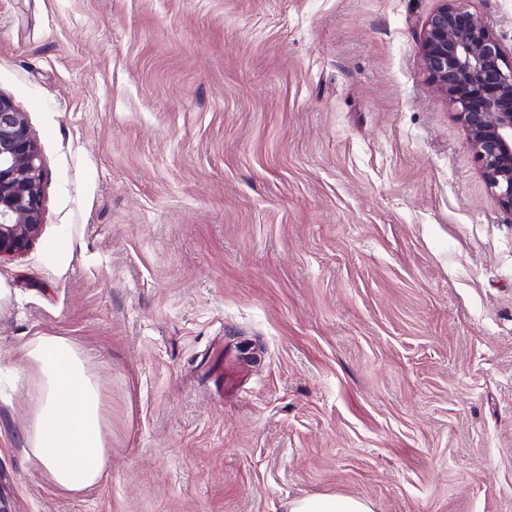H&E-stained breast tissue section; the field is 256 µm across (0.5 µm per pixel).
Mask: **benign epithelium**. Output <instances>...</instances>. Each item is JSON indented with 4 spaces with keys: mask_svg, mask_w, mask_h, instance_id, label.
I'll list each match as a JSON object with an SVG mask.
<instances>
[{
    "mask_svg": "<svg viewBox=\"0 0 512 512\" xmlns=\"http://www.w3.org/2000/svg\"><path fill=\"white\" fill-rule=\"evenodd\" d=\"M463 0H441L428 19L421 56L432 82L456 110L480 173L512 220V57ZM44 169L25 113L0 93V258L40 235Z\"/></svg>",
    "mask_w": 512,
    "mask_h": 512,
    "instance_id": "1",
    "label": "benign epithelium"
}]
</instances>
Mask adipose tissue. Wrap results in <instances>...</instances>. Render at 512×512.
I'll return each instance as SVG.
<instances>
[{
	"label": "adipose tissue",
	"mask_w": 512,
	"mask_h": 512,
	"mask_svg": "<svg viewBox=\"0 0 512 512\" xmlns=\"http://www.w3.org/2000/svg\"><path fill=\"white\" fill-rule=\"evenodd\" d=\"M33 384L25 425L32 469L54 488L79 495L100 483L111 459V422L87 358L62 336L32 337L26 348ZM287 512H372L368 501L339 494L297 498Z\"/></svg>",
	"instance_id": "1"
}]
</instances>
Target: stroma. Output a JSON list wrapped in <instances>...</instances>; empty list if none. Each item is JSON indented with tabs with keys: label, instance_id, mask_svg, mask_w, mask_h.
<instances>
[{
	"label": "stroma",
	"instance_id": "obj_1",
	"mask_svg": "<svg viewBox=\"0 0 512 512\" xmlns=\"http://www.w3.org/2000/svg\"><path fill=\"white\" fill-rule=\"evenodd\" d=\"M440 4L0 0L45 174L0 262V512H512V224L419 51ZM38 335L112 422L77 497L25 459ZM287 512H373L368 501L330 494L297 498L288 502Z\"/></svg>",
	"mask_w": 512,
	"mask_h": 512
}]
</instances>
